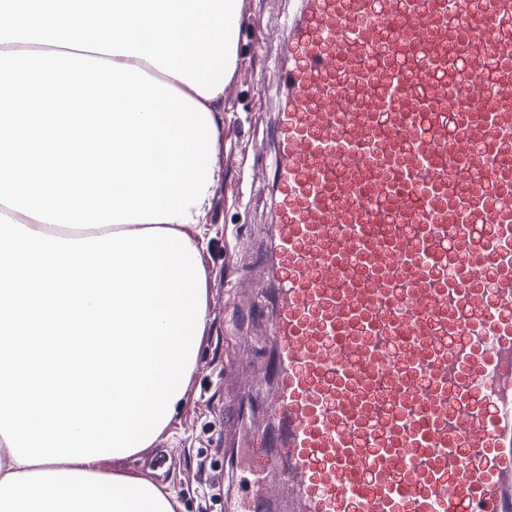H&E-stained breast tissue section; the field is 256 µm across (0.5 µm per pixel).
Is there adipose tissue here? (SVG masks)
Wrapping results in <instances>:
<instances>
[{"label":"adipose tissue","mask_w":512,"mask_h":512,"mask_svg":"<svg viewBox=\"0 0 512 512\" xmlns=\"http://www.w3.org/2000/svg\"><path fill=\"white\" fill-rule=\"evenodd\" d=\"M241 5L0 0V512H178L98 462L149 448L194 371L206 274L184 228L223 179Z\"/></svg>","instance_id":"ef3b65f1"}]
</instances>
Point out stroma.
Here are the masks:
<instances>
[{
    "instance_id": "1",
    "label": "stroma",
    "mask_w": 512,
    "mask_h": 512,
    "mask_svg": "<svg viewBox=\"0 0 512 512\" xmlns=\"http://www.w3.org/2000/svg\"><path fill=\"white\" fill-rule=\"evenodd\" d=\"M288 0H243L237 72L224 91V128L218 162L224 178L205 217L202 251L208 321L187 393L156 442L122 460H100L119 471L174 492L181 512H224V412L229 391L261 381L265 329L232 321L230 310L251 307L261 295L259 254L272 203L264 170L271 155L267 134L279 107V30ZM170 467L154 468L160 450Z\"/></svg>"
}]
</instances>
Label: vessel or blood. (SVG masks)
<instances>
[{
  "instance_id": "1",
  "label": "vessel or blood",
  "mask_w": 512,
  "mask_h": 512,
  "mask_svg": "<svg viewBox=\"0 0 512 512\" xmlns=\"http://www.w3.org/2000/svg\"><path fill=\"white\" fill-rule=\"evenodd\" d=\"M282 41L224 512H512V0H295Z\"/></svg>"
}]
</instances>
